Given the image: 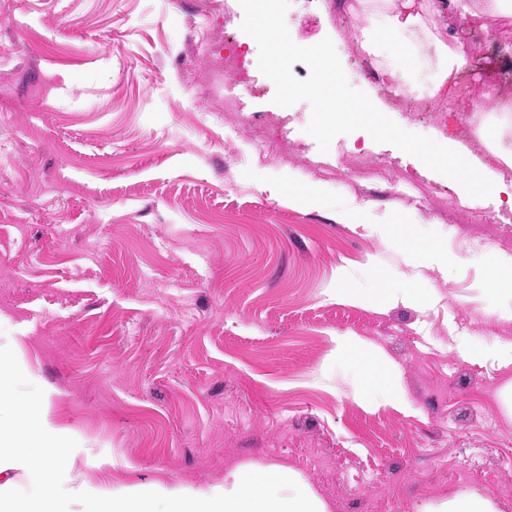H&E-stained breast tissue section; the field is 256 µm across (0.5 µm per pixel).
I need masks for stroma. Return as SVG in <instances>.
I'll return each mask as SVG.
<instances>
[{"label": "stroma", "instance_id": "obj_1", "mask_svg": "<svg viewBox=\"0 0 512 512\" xmlns=\"http://www.w3.org/2000/svg\"><path fill=\"white\" fill-rule=\"evenodd\" d=\"M382 0H291L304 46L331 38L350 85L405 130L474 138L432 96L425 39L393 42L428 115L413 117L357 72L353 32ZM238 0H0V336L50 391L59 423L130 484L200 486L244 461L288 464L330 512H420L464 488L512 512V302L493 288L512 256V214L468 208L453 180L404 166L358 130L321 153L311 108L229 84L211 98L210 40L241 32ZM466 27L461 88L512 96V16ZM286 123L288 151L240 135L239 113ZM319 190L314 207L295 197ZM359 205L364 220L336 213ZM438 241L445 270L413 276L415 243ZM428 307L337 299L371 266ZM387 363L336 359L338 336ZM410 407L355 402L391 370Z\"/></svg>", "mask_w": 512, "mask_h": 512}]
</instances>
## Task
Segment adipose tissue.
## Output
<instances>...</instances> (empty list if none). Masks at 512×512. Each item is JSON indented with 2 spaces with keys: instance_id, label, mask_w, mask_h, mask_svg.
I'll list each match as a JSON object with an SVG mask.
<instances>
[{
  "instance_id": "ef3b65f1",
  "label": "adipose tissue",
  "mask_w": 512,
  "mask_h": 512,
  "mask_svg": "<svg viewBox=\"0 0 512 512\" xmlns=\"http://www.w3.org/2000/svg\"><path fill=\"white\" fill-rule=\"evenodd\" d=\"M436 12L435 0H390L388 8L370 13L354 41L358 51L380 58L389 41L425 33L440 60L432 93L453 99L470 57L453 45L451 26L437 25ZM470 96L468 124L497 165L470 161L461 174V202L474 207L489 197L512 211V101H495L490 112L484 107L494 101L490 89H472ZM18 347L12 336L0 345V512H327L305 478L286 465L240 464L223 480L198 487L105 479L110 459L82 456V436L50 417L43 381L19 362ZM48 487L53 497H45ZM422 512L499 509L490 495L469 488L427 503Z\"/></svg>"
}]
</instances>
